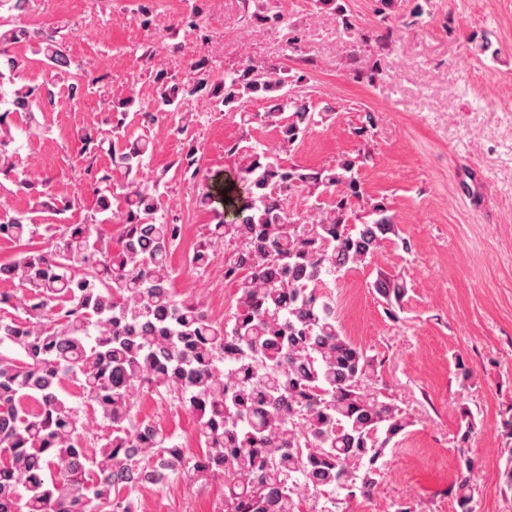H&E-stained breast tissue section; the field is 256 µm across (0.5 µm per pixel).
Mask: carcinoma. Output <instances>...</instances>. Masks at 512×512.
I'll return each mask as SVG.
<instances>
[{
  "mask_svg": "<svg viewBox=\"0 0 512 512\" xmlns=\"http://www.w3.org/2000/svg\"><path fill=\"white\" fill-rule=\"evenodd\" d=\"M341 18L347 59L358 49L356 27L337 0H313ZM34 42L37 54L67 76L70 98L88 83L72 67L62 41L12 27L0 31V79L13 86L0 131L32 105L53 111L56 84L18 83L13 45ZM272 66L251 62L215 90L223 106L244 98L270 101L264 113H240L279 132V150L237 143L236 178L224 179L225 207L235 217L208 228L190 257L207 267L217 248L232 245L224 279L236 283L235 310L215 320L204 303L172 287L170 253L181 227L166 218L161 178L140 180L155 143L133 141L128 116L153 126L177 111L184 89L164 87L152 111H121L111 168L95 180L96 217L86 224H45L31 212H0V234L22 248L0 261V512H134L137 493L183 476L224 479L222 512H299V483L317 492L369 498L385 451L412 425L397 405L367 393L373 359L343 332L324 277L371 261L383 241L399 237L390 203L363 195L358 161L338 158L317 169L285 165L280 152L330 114L308 109ZM42 208L60 215L50 181L35 184ZM125 186V209L112 220V188ZM313 200L309 216L288 211V196ZM365 216L350 223L352 199ZM117 234L103 237L102 226ZM41 234V241L35 235ZM373 290L387 309L408 294L399 275L380 272ZM74 385L84 409L72 401ZM173 394L194 419L199 450L150 420H137L142 395ZM102 419L109 432L90 437ZM458 512H473L472 486L457 488Z\"/></svg>",
  "mask_w": 512,
  "mask_h": 512,
  "instance_id": "obj_1",
  "label": "carcinoma"
}]
</instances>
